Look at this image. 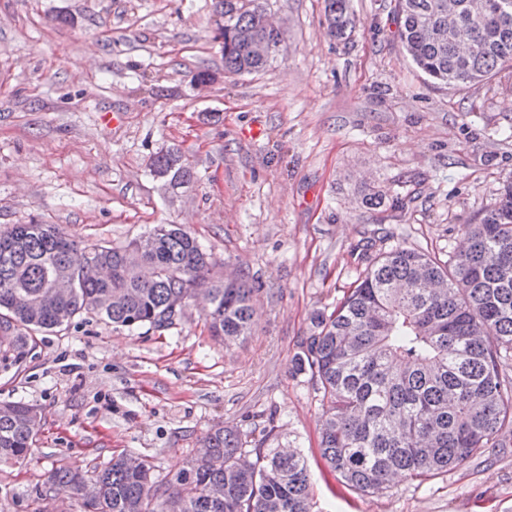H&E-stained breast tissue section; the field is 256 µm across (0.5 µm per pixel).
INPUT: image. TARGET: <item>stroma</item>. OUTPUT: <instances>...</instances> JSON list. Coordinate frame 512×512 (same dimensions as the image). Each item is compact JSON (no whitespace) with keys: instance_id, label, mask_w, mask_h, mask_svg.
<instances>
[{"instance_id":"obj_1","label":"stroma","mask_w":512,"mask_h":512,"mask_svg":"<svg viewBox=\"0 0 512 512\" xmlns=\"http://www.w3.org/2000/svg\"><path fill=\"white\" fill-rule=\"evenodd\" d=\"M269 4L282 53L232 75L212 0H0V228L56 224L86 245L179 224L217 273L248 276L257 309L229 347L194 306L162 332L86 316L44 333L24 369L0 370V402L43 415L32 455L0 462V512H81L49 474L125 452L166 482L222 425L301 450L314 512H512V456L494 448L379 495L340 490L319 453L321 394L293 366L312 313L366 267L363 245L461 249L457 225L512 178V69L436 87L396 37L394 0H351L343 39L324 0ZM199 71L215 77L201 93ZM170 145L198 170L175 195L148 169Z\"/></svg>"}]
</instances>
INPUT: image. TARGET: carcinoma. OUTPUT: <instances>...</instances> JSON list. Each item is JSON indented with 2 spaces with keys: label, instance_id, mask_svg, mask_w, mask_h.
Masks as SVG:
<instances>
[{
  "label": "carcinoma",
  "instance_id": "cac0c4a2",
  "mask_svg": "<svg viewBox=\"0 0 512 512\" xmlns=\"http://www.w3.org/2000/svg\"><path fill=\"white\" fill-rule=\"evenodd\" d=\"M268 0H213L224 73L266 69L249 51L267 30ZM329 33L352 24L349 0H325ZM398 37L435 84L480 83L512 69V0H396ZM152 175L175 189L196 179L176 146L149 158ZM465 251L443 263L395 246L370 258L335 309L318 310L294 357L322 392L320 451L342 485L384 492L394 477L419 482L460 468L487 448L512 452V181L475 224L457 227ZM151 245L127 263L125 245L77 251L56 224L0 230V368L20 369L38 343L83 315L116 326L165 331L186 299L211 335L229 345L251 335L254 288L239 275L211 277L215 262L191 232L158 224ZM42 415L0 404V462L31 455ZM271 433L224 426L199 441L195 463L161 488L143 460L120 454L87 471L57 467L50 488L85 512H313L305 457L266 448Z\"/></svg>",
  "mask_w": 512,
  "mask_h": 512
}]
</instances>
